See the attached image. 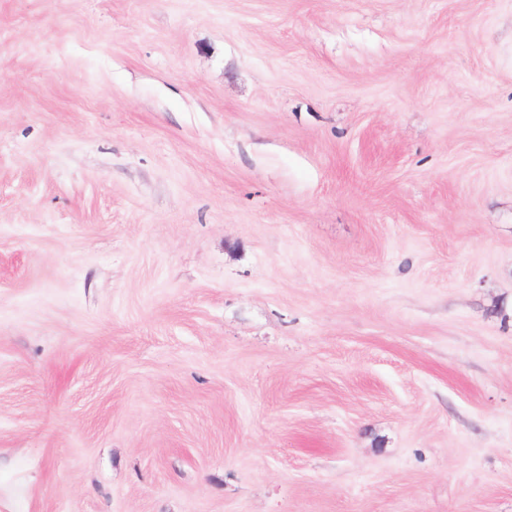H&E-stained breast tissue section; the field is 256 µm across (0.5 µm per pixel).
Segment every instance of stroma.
Masks as SVG:
<instances>
[{"label":"stroma","instance_id":"35a3bbf8","mask_svg":"<svg viewBox=\"0 0 512 512\" xmlns=\"http://www.w3.org/2000/svg\"><path fill=\"white\" fill-rule=\"evenodd\" d=\"M0 512H512V0H0Z\"/></svg>","mask_w":512,"mask_h":512}]
</instances>
